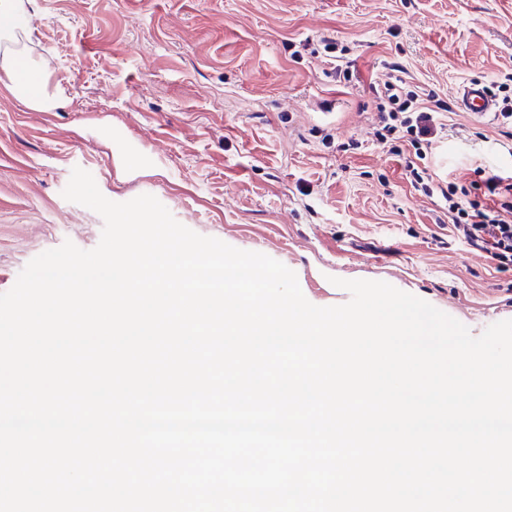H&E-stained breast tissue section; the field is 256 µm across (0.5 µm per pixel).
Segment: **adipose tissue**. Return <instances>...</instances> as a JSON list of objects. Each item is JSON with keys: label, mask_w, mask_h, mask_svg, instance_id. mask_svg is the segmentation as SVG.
Segmentation results:
<instances>
[{"label": "adipose tissue", "mask_w": 512, "mask_h": 512, "mask_svg": "<svg viewBox=\"0 0 512 512\" xmlns=\"http://www.w3.org/2000/svg\"><path fill=\"white\" fill-rule=\"evenodd\" d=\"M36 0H0V85L28 108L49 112L64 97L61 86L50 83L46 61L33 58L26 40Z\"/></svg>", "instance_id": "obj_1"}]
</instances>
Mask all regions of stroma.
<instances>
[{
	"instance_id": "1",
	"label": "stroma",
	"mask_w": 512,
	"mask_h": 512,
	"mask_svg": "<svg viewBox=\"0 0 512 512\" xmlns=\"http://www.w3.org/2000/svg\"><path fill=\"white\" fill-rule=\"evenodd\" d=\"M348 45L338 84L318 50ZM65 102L0 89V293L40 253L90 250L103 219L62 196L73 168L126 202L149 194L192 231L293 270L306 299L333 278L388 282L481 334L512 319V269L435 221L403 158L371 135L395 79L454 101L512 77V0H36L29 41ZM430 173L459 184L512 170V137L448 115Z\"/></svg>"
}]
</instances>
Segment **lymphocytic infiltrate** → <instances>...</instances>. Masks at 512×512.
<instances>
[{"instance_id":"lymphocytic-infiltrate-1","label":"lymphocytic infiltrate","mask_w":512,"mask_h":512,"mask_svg":"<svg viewBox=\"0 0 512 512\" xmlns=\"http://www.w3.org/2000/svg\"><path fill=\"white\" fill-rule=\"evenodd\" d=\"M446 101L403 80L385 83L373 126L375 140L390 153L401 155L411 147L415 159L407 163L413 187L426 196L441 195L444 215L453 234L484 252L498 271L512 269V172L496 171L461 187L436 182L415 160L432 154L445 125Z\"/></svg>"}]
</instances>
